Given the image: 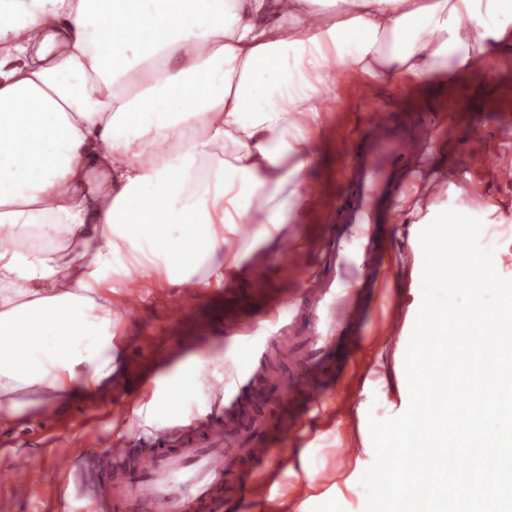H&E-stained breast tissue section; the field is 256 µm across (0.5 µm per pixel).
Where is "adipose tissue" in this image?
<instances>
[{
	"label": "adipose tissue",
	"instance_id": "obj_1",
	"mask_svg": "<svg viewBox=\"0 0 512 512\" xmlns=\"http://www.w3.org/2000/svg\"><path fill=\"white\" fill-rule=\"evenodd\" d=\"M0 0V410L117 368L102 289L222 281L242 224L274 239L319 157L335 69L422 79L512 50V0ZM435 227L408 228L416 317ZM359 421L390 390L382 352Z\"/></svg>",
	"mask_w": 512,
	"mask_h": 512
}]
</instances>
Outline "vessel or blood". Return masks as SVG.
I'll use <instances>...</instances> for the list:
<instances>
[{
    "instance_id": "b4317fda",
    "label": "vessel or blood",
    "mask_w": 512,
    "mask_h": 512,
    "mask_svg": "<svg viewBox=\"0 0 512 512\" xmlns=\"http://www.w3.org/2000/svg\"><path fill=\"white\" fill-rule=\"evenodd\" d=\"M435 135L434 126L420 122L412 128L390 124L375 111L354 141L342 173L343 189L336 198V222L318 272L273 342L299 372L285 379L266 372L263 383L271 395L285 399L298 394L316 400L318 378L343 371L354 329L364 326L371 303L388 279L386 232L381 210L401 190L399 168L414 158ZM216 422L194 421L160 433L152 452L134 454L116 442L107 457H132L131 466L86 483L97 512H204L218 488L234 481L242 498L260 501L271 493L259 466L283 455L286 429L269 432L257 421H236L232 406Z\"/></svg>"
}]
</instances>
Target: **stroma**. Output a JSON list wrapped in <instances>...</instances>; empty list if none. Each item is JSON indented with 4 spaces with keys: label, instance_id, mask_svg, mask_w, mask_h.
<instances>
[{
    "label": "stroma",
    "instance_id": "1",
    "mask_svg": "<svg viewBox=\"0 0 512 512\" xmlns=\"http://www.w3.org/2000/svg\"><path fill=\"white\" fill-rule=\"evenodd\" d=\"M455 65L448 59L419 82H379L334 71L336 98L324 106L320 160L306 175L313 195L294 201L274 242L251 246L255 227L242 225L235 247L238 278L208 288L173 286L160 276L140 282L143 305L132 318L122 310L125 286L106 290L114 344L122 357L118 370L96 391L74 394L61 407L34 402L28 391L24 413L0 412V449H10L11 460L30 472L26 484L0 488V500L10 501L12 512H89L91 504L79 496L73 475L61 473L63 464L87 462L118 439L150 447L153 432L188 418H223L224 402L215 385H235L246 372L258 375L260 365L249 353L263 348L268 337L262 330L208 333L201 326L230 307L258 315L299 296L305 274L319 267L327 229L336 221L333 204L353 139L374 108H388L396 125H413L427 114L441 128L431 149L415 158L416 173L395 200L405 223L453 209L480 219L481 241L496 247L502 233L512 230V186L495 177L496 166H512V52L492 55L465 71ZM476 118L483 135L468 140L447 134L448 125ZM410 323L405 304L381 306L371 337L352 351L340 377L324 386L321 405L308 410L292 398L258 406L273 429L299 415L288 445L315 448L314 473H345L361 438L357 426L337 425L340 408L356 399L351 383L375 339L396 335L398 326ZM193 358L205 362V373L191 391L173 388L178 372Z\"/></svg>",
    "mask_w": 512,
    "mask_h": 512
}]
</instances>
